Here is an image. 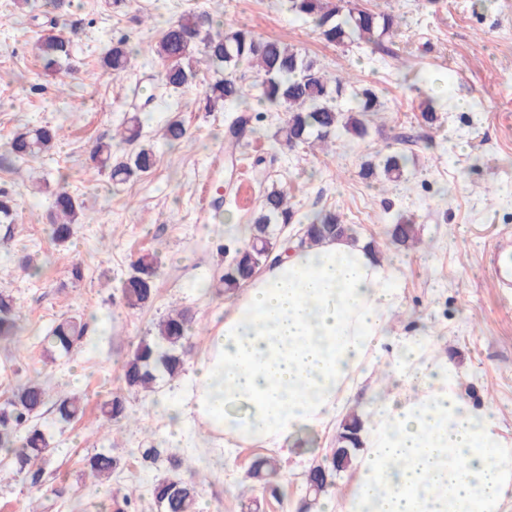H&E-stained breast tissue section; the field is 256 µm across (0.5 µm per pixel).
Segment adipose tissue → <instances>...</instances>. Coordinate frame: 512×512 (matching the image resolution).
<instances>
[{"label": "adipose tissue", "instance_id": "obj_1", "mask_svg": "<svg viewBox=\"0 0 512 512\" xmlns=\"http://www.w3.org/2000/svg\"><path fill=\"white\" fill-rule=\"evenodd\" d=\"M400 279L358 238L276 250L225 304L190 388L164 405L171 441L191 422L233 444L284 447L323 432L380 369L401 384L365 407L340 512H512V443L494 410L472 403L424 337L391 332ZM391 339L397 357L381 360Z\"/></svg>", "mask_w": 512, "mask_h": 512}]
</instances>
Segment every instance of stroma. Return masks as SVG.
Segmentation results:
<instances>
[{"label": "stroma", "mask_w": 512, "mask_h": 512, "mask_svg": "<svg viewBox=\"0 0 512 512\" xmlns=\"http://www.w3.org/2000/svg\"><path fill=\"white\" fill-rule=\"evenodd\" d=\"M392 14V35L381 44L326 43L310 19L283 0H71L44 15V0H0V189L14 199L12 222L0 223V291L17 302L18 343L0 344V403L20 379L48 381L53 397L80 396V417L61 423L52 408L39 421L54 452L40 484L16 472L0 454V512H32L51 489L63 492L62 512H112L118 490L140 488L130 512H156L148 491L177 474L196 483L200 512H319L305 507V475L330 466L336 429L304 435L289 447L257 444L219 451L199 425L188 427L193 448L169 442L161 412L175 381L192 375L191 361L224 316L228 300L214 281L239 243L267 187L284 190L294 224L276 230L277 242L300 240L303 221L333 209L357 235L375 241L402 269V303L395 332L423 336L460 369L461 386L478 405L491 406L512 441V292L494 285L487 254L501 230L512 229V0H360ZM207 12L215 28L244 26L314 57L357 89L380 101L366 117L362 139L341 137L330 148L288 147L273 135L286 115L265 110L260 137L227 150L224 135L233 108L207 110L208 87L218 73L200 66L194 81L173 93L162 89L164 62L151 53L169 22ZM63 31L74 44L72 71L45 70L37 45ZM133 48L120 77L105 75L102 59L118 41ZM152 99L155 110L140 143L156 166L112 186L90 159L93 146L111 141L135 109ZM429 103L433 121L421 117ZM182 120L188 135L177 144L166 124ZM61 126L55 147L28 161L8 158L11 139L27 127ZM405 151L411 161L399 182L365 178L367 161ZM77 196L82 209L72 238L48 234L57 190ZM410 217L421 240L397 248L386 230L397 215ZM158 262L150 307L128 308L122 284L138 259ZM39 264L30 275L24 257ZM84 269L74 279V265ZM172 309L193 318L186 365L178 380L159 379L155 391L127 390L122 367L139 342L153 336ZM110 315L109 335L97 320ZM66 318L81 320L91 346L49 357L43 339ZM121 395L129 416L100 427L101 405ZM157 445L165 457L144 463L139 449ZM111 450L119 466L108 482L94 479L85 460ZM276 460L277 492L253 478L257 461Z\"/></svg>", "instance_id": "1"}]
</instances>
